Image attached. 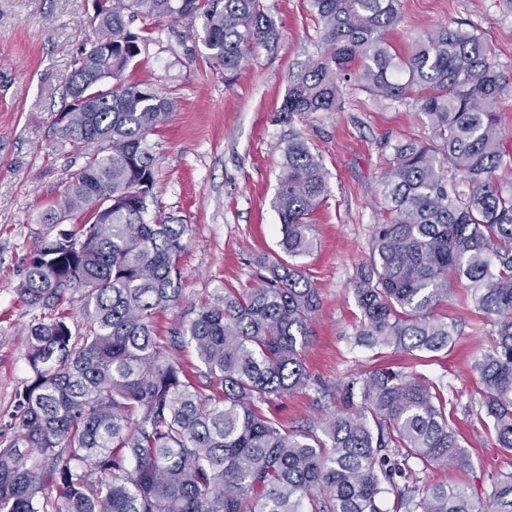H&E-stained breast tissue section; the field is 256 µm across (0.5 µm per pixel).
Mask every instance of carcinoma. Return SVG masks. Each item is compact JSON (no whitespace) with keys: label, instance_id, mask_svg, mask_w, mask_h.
Wrapping results in <instances>:
<instances>
[{"label":"carcinoma","instance_id":"carcinoma-1","mask_svg":"<svg viewBox=\"0 0 512 512\" xmlns=\"http://www.w3.org/2000/svg\"><path fill=\"white\" fill-rule=\"evenodd\" d=\"M325 46L297 74L278 110L291 125L343 107L356 75L377 101L411 99L431 141L391 146L381 181L389 219L375 226L353 290L355 342L438 351L455 325L435 318L454 282L467 281L492 343L474 362L478 420L512 452V190L498 171L512 160L499 105L505 80L484 38L461 27L419 37L400 57L387 34L401 0H309ZM198 17L208 60L238 71L279 28L264 0H96L95 39L74 61L57 120L62 146L82 158L40 223L18 293L41 310L29 326L34 379L0 432V512H512V473L482 498L461 485L424 484L428 469L464 462L441 385L390 368L342 385L344 410L288 432L261 404L306 386L318 289L296 259L313 246L307 219L328 194L326 172L293 130L274 204L279 251L256 284L193 309L159 339V312L181 300L179 259L191 231L145 214L158 159L147 138L174 110L149 86L128 83L149 37L125 14ZM461 175L462 189L453 181ZM82 292L83 332L55 308ZM191 346L190 378L172 349Z\"/></svg>","mask_w":512,"mask_h":512}]
</instances>
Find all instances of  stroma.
<instances>
[{
  "mask_svg": "<svg viewBox=\"0 0 512 512\" xmlns=\"http://www.w3.org/2000/svg\"><path fill=\"white\" fill-rule=\"evenodd\" d=\"M266 5L281 31L279 47L257 50L232 84L209 64L195 36L202 22L190 18L153 19L151 43L126 72L128 81L175 102L149 137L159 159L157 203L192 227L180 260L181 300L158 314L155 330L168 335L190 308L253 284L259 261L278 249L273 198L283 139L300 132L322 158L329 189L309 219L313 248L298 260L321 303L304 352L309 385L265 404L264 413L292 430L339 408L323 388L384 367L423 375L443 384L465 455L463 465L429 469L424 481L467 483L487 493L499 472L512 471V455L495 447L476 418L483 393L472 364L491 337L467 288L456 286L435 310L457 325L450 348L406 352L353 343L360 320L353 279L386 215L380 180L389 146L408 137L429 140L430 130L411 105L376 102L354 81L343 87L340 111L291 127L277 122L291 75L319 56L322 41L307 0ZM94 8L95 0H0V418L33 378L26 336L35 312L17 288L28 254L48 232L38 215L75 169L55 129L73 62L93 38ZM460 23L487 39L512 94V10L503 0H402V20L388 39L404 55L419 36Z\"/></svg>",
  "mask_w": 512,
  "mask_h": 512,
  "instance_id": "obj_1",
  "label": "stroma"
}]
</instances>
